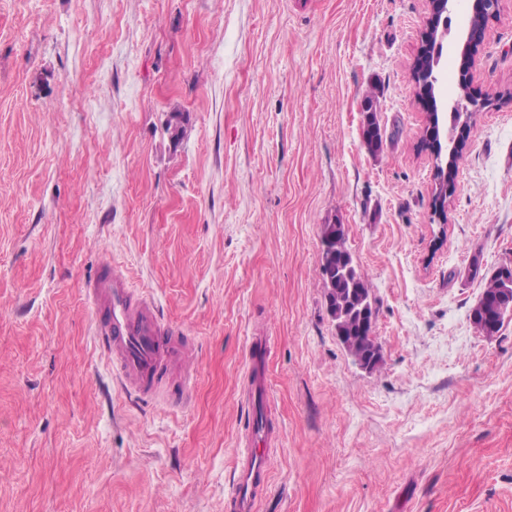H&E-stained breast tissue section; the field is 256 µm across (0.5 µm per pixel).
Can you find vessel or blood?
<instances>
[{
    "label": "vessel or blood",
    "instance_id": "obj_1",
    "mask_svg": "<svg viewBox=\"0 0 512 512\" xmlns=\"http://www.w3.org/2000/svg\"><path fill=\"white\" fill-rule=\"evenodd\" d=\"M85 294L95 314V336L112 363L123 390L142 399H164L178 407L186 403L194 376L185 370L178 391H170L166 370L170 361H183L187 349L180 346L171 328L161 322L156 303L134 296L126 277L115 267L85 286ZM268 339L253 337L247 363L250 417L245 448L236 453L233 467L231 507L233 512H256L262 491L269 485L271 472L268 443L274 429L267 414L261 413L270 390L265 357Z\"/></svg>",
    "mask_w": 512,
    "mask_h": 512
}]
</instances>
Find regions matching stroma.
I'll list each match as a JSON object with an SVG mask.
<instances>
[{
	"mask_svg": "<svg viewBox=\"0 0 512 512\" xmlns=\"http://www.w3.org/2000/svg\"><path fill=\"white\" fill-rule=\"evenodd\" d=\"M428 0H0V512H230L246 349L268 339L256 512H512V0L470 70L445 221L410 74ZM383 91V150L363 142ZM183 134L172 137L171 115ZM339 223L381 366L327 311ZM192 345L174 411L125 396L83 290L105 263ZM369 103L371 112H365L363 127V141L367 150L371 153H378L382 149L383 138L376 121V112L380 108L379 95L372 92L365 99ZM470 276L475 278H481L483 281V291L478 298L477 302L472 306L470 310L471 317L479 304L489 303L495 308L497 313V319L503 324L505 316L512 312V308L509 307V303L502 306V302L499 300V295L504 294L503 289L509 291V300L512 302V271L502 272V266H508L511 268V264H502L496 268L493 272H482V267L478 259H473L471 263Z\"/></svg>",
	"mask_w": 512,
	"mask_h": 512,
	"instance_id": "obj_1",
	"label": "stroma"
}]
</instances>
